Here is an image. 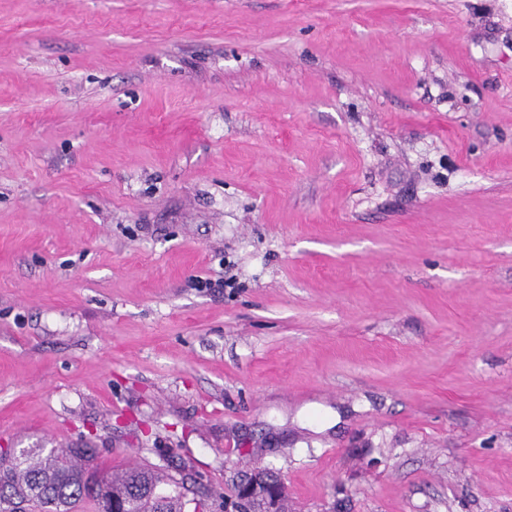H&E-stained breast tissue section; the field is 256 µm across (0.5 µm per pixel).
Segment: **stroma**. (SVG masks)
I'll return each instance as SVG.
<instances>
[{
    "label": "stroma",
    "mask_w": 512,
    "mask_h": 512,
    "mask_svg": "<svg viewBox=\"0 0 512 512\" xmlns=\"http://www.w3.org/2000/svg\"><path fill=\"white\" fill-rule=\"evenodd\" d=\"M0 448L512 512V0H0Z\"/></svg>",
    "instance_id": "stroma-1"
}]
</instances>
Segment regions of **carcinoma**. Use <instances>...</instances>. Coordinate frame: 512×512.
Returning a JSON list of instances; mask_svg holds the SVG:
<instances>
[{"mask_svg":"<svg viewBox=\"0 0 512 512\" xmlns=\"http://www.w3.org/2000/svg\"><path fill=\"white\" fill-rule=\"evenodd\" d=\"M93 456L92 448L0 451V512H79L85 502L93 503L96 512H185L190 503L186 465L175 475L147 464L107 472L100 487L90 479L99 473L88 465ZM259 478L260 490L279 489L277 512H290L280 474L265 467Z\"/></svg>","mask_w":512,"mask_h":512,"instance_id":"1","label":"carcinoma"}]
</instances>
